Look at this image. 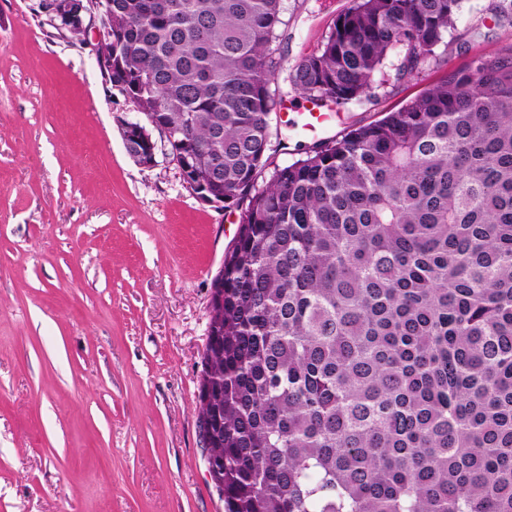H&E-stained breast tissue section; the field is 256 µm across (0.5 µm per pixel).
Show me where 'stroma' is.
Segmentation results:
<instances>
[{"label": "stroma", "instance_id": "stroma-1", "mask_svg": "<svg viewBox=\"0 0 512 512\" xmlns=\"http://www.w3.org/2000/svg\"><path fill=\"white\" fill-rule=\"evenodd\" d=\"M37 0H0V512H224L197 384L211 281L240 222L177 166L126 152L137 118L91 52ZM348 0H284L294 66ZM512 41V0H463L434 59L333 131L368 124ZM291 91L271 122L286 166L315 143Z\"/></svg>", "mask_w": 512, "mask_h": 512}]
</instances>
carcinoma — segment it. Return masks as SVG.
<instances>
[{"label":"carcinoma","mask_w":512,"mask_h":512,"mask_svg":"<svg viewBox=\"0 0 512 512\" xmlns=\"http://www.w3.org/2000/svg\"><path fill=\"white\" fill-rule=\"evenodd\" d=\"M110 85L241 210L199 416L224 512H512V42L269 165L278 80L349 110L462 0H349L287 72L283 0H105Z\"/></svg>","instance_id":"obj_1"}]
</instances>
